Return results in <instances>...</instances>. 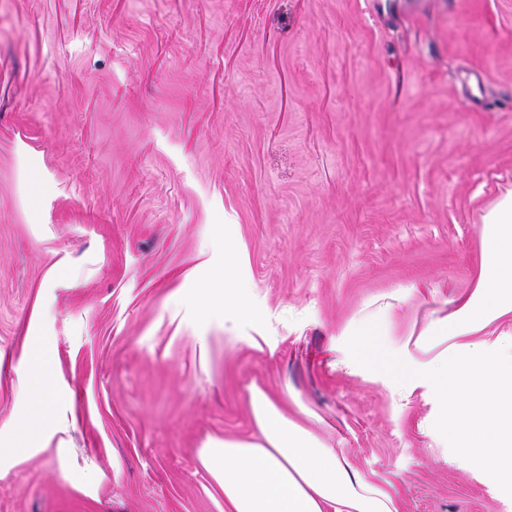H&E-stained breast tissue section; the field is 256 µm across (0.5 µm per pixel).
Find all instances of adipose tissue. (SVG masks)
<instances>
[{
  "label": "adipose tissue",
  "instance_id": "adipose-tissue-1",
  "mask_svg": "<svg viewBox=\"0 0 512 512\" xmlns=\"http://www.w3.org/2000/svg\"><path fill=\"white\" fill-rule=\"evenodd\" d=\"M224 319L257 324L262 311L236 281L225 279ZM512 314V190L483 217L480 274L470 295L413 338L388 345L368 317L344 327L349 360L407 391L422 388L440 404L437 430L451 459L479 470L512 492V336L492 345L472 337ZM20 388L33 413L24 421L46 434L69 399L53 357L32 344ZM256 429L248 438L210 442L200 461L224 493L223 512H399L394 491L381 487L347 457L289 418L259 387L249 390Z\"/></svg>",
  "mask_w": 512,
  "mask_h": 512
}]
</instances>
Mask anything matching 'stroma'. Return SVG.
Wrapping results in <instances>:
<instances>
[{
	"mask_svg": "<svg viewBox=\"0 0 512 512\" xmlns=\"http://www.w3.org/2000/svg\"><path fill=\"white\" fill-rule=\"evenodd\" d=\"M509 187L512 0H0V445L35 337L71 395L0 512H219L197 451L254 434L253 385L399 512H507L340 332L466 296ZM228 247L267 315L232 334ZM63 475L73 485L81 488L86 493H96L104 474L98 472H89L71 468H64Z\"/></svg>",
	"mask_w": 512,
	"mask_h": 512,
	"instance_id": "35a3bbf8",
	"label": "stroma"
}]
</instances>
